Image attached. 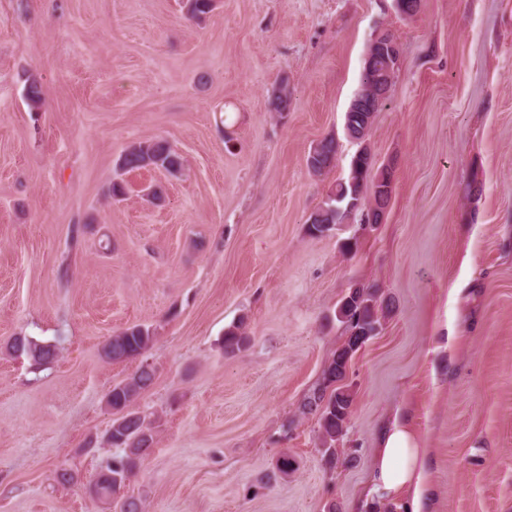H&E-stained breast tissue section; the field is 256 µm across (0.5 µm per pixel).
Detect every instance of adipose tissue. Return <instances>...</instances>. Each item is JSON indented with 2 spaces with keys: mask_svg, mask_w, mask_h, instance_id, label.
<instances>
[{
  "mask_svg": "<svg viewBox=\"0 0 512 512\" xmlns=\"http://www.w3.org/2000/svg\"><path fill=\"white\" fill-rule=\"evenodd\" d=\"M430 454L405 418L395 417L380 431L367 500L398 497L405 512H423Z\"/></svg>",
  "mask_w": 512,
  "mask_h": 512,
  "instance_id": "1",
  "label": "adipose tissue"
}]
</instances>
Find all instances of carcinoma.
Masks as SVG:
<instances>
[{
	"label": "carcinoma",
	"instance_id": "carcinoma-1",
	"mask_svg": "<svg viewBox=\"0 0 512 512\" xmlns=\"http://www.w3.org/2000/svg\"><path fill=\"white\" fill-rule=\"evenodd\" d=\"M387 69L396 76L398 61L381 57L364 62L361 88L355 96L357 109L344 125L346 137L360 146L353 156L347 178L336 184L328 199L312 214L308 231L313 236H323L336 225L361 216L365 209L373 210V223H379L382 212L388 206L392 192L393 172L390 168H374L371 154L366 146L375 114L373 97L382 91L379 73ZM315 154L310 171L321 175L335 166L338 143L333 136L321 139L311 148ZM158 169L170 177L183 171V158L164 139H148L130 144L116 162V173L109 187L113 198L125 195L121 176L142 169ZM384 310L376 292L356 287L350 290L341 302L338 319L344 327L345 340L324 368L321 381L307 397L304 408L318 415V432L323 444V454L330 465L336 463V443L345 435V426L351 412L352 397L343 381L349 362L354 354L381 327ZM154 341L150 327L143 324L130 325L110 336L103 345L104 358L110 363H122L147 351ZM221 345L226 352H233L244 345L243 323H234L224 330ZM57 348L43 344L30 336H23V355L33 365L41 367L51 361ZM155 379V370L142 367L128 379L112 386L106 404L112 411V432L106 442L117 449L112 461L103 465L112 474V494L121 496L119 512H144L140 499L121 495L141 463L148 457L154 445V437L146 417L136 407L138 397L150 388Z\"/></svg>",
	"mask_w": 512,
	"mask_h": 512
}]
</instances>
